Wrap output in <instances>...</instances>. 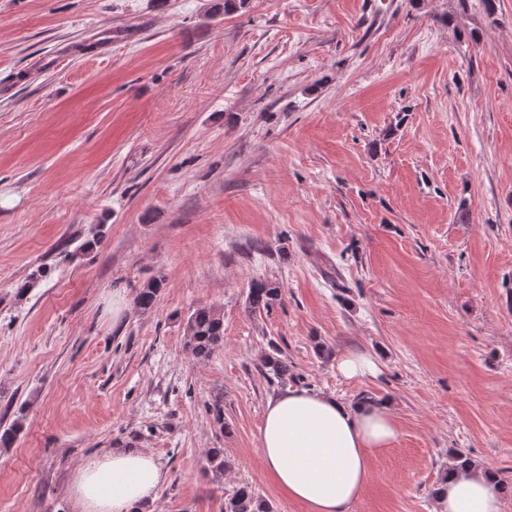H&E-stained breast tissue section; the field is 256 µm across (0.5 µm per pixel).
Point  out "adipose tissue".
Instances as JSON below:
<instances>
[{
	"instance_id": "ef3b65f1",
	"label": "adipose tissue",
	"mask_w": 512,
	"mask_h": 512,
	"mask_svg": "<svg viewBox=\"0 0 512 512\" xmlns=\"http://www.w3.org/2000/svg\"><path fill=\"white\" fill-rule=\"evenodd\" d=\"M397 436L388 404H351L288 388L266 405L260 459L288 498L309 512H351L365 491L371 459ZM162 480L153 455L115 448L79 464L72 494L79 512H138L156 499ZM502 496L490 469L454 470L437 490L435 512H501Z\"/></svg>"
}]
</instances>
